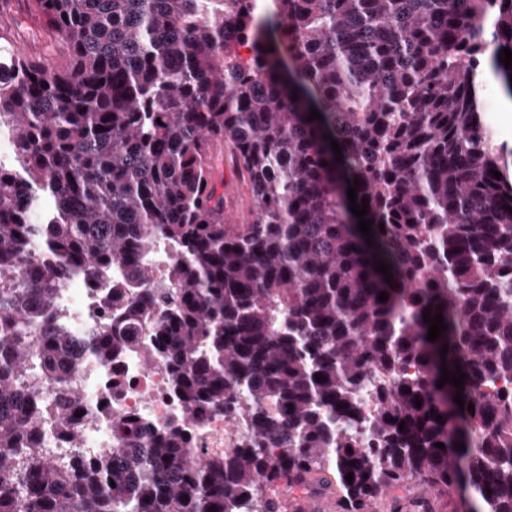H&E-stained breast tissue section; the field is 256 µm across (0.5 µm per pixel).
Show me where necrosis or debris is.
<instances>
[{
  "label": "necrosis or debris",
  "mask_w": 512,
  "mask_h": 512,
  "mask_svg": "<svg viewBox=\"0 0 512 512\" xmlns=\"http://www.w3.org/2000/svg\"><path fill=\"white\" fill-rule=\"evenodd\" d=\"M123 269L101 270L85 285L64 283L59 290L58 319L70 335L87 336L103 313V299L111 286L125 283ZM79 369L65 384L46 386V408L41 414L44 433L41 447L59 454L70 449L71 433H78L89 457L105 458L120 447L114 433L117 422L134 418L149 430L182 433L189 446L204 458L230 452L243 428L239 419L213 410L190 412L170 384L168 362L144 335L116 353L111 362L99 363L80 354ZM68 419L69 430L59 427Z\"/></svg>",
  "instance_id": "obj_1"
}]
</instances>
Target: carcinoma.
I'll return each mask as SVG.
<instances>
[{
  "label": "carcinoma",
  "instance_id": "1",
  "mask_svg": "<svg viewBox=\"0 0 512 512\" xmlns=\"http://www.w3.org/2000/svg\"><path fill=\"white\" fill-rule=\"evenodd\" d=\"M30 8L62 59L0 70V512H282V482L338 512L411 482L512 512V175L480 107L487 66L512 98V3ZM217 143L247 189L243 224L224 216ZM158 238L177 247L168 300L112 290L127 322L102 320L87 351L110 361L154 317L186 407L245 435L207 460L134 423L104 459L76 433L67 455L35 447L44 379L76 370L58 288L112 266L147 282ZM426 312L448 325L433 342ZM443 367L466 374L474 412L437 386Z\"/></svg>",
  "mask_w": 512,
  "mask_h": 512
}]
</instances>
